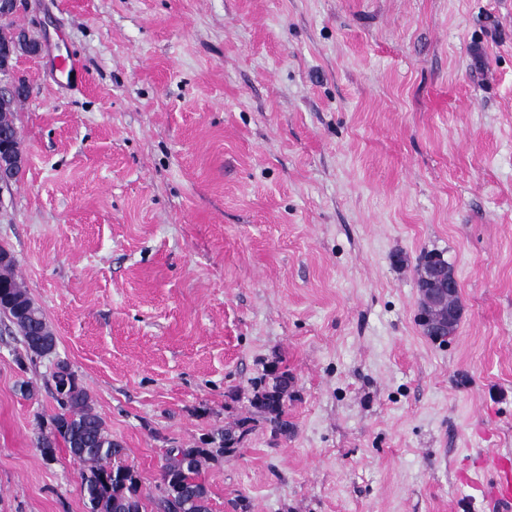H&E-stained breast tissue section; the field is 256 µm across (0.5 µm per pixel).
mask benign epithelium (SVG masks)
Here are the masks:
<instances>
[{"mask_svg": "<svg viewBox=\"0 0 512 512\" xmlns=\"http://www.w3.org/2000/svg\"><path fill=\"white\" fill-rule=\"evenodd\" d=\"M16 50L36 56L40 54L42 46L26 32H20L15 46L9 45L0 50L1 76L8 75L9 61ZM17 165L14 156L9 160L0 158V189L16 182L19 177ZM418 288L421 295L419 319L427 322V335L436 338L453 335L462 315L461 306L451 305L460 293V283L453 270L436 259L432 260L425 268Z\"/></svg>", "mask_w": 512, "mask_h": 512, "instance_id": "7a95c632", "label": "benign epithelium"}]
</instances>
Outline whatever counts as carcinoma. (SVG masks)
I'll use <instances>...</instances> for the list:
<instances>
[{"label":"carcinoma","mask_w":512,"mask_h":512,"mask_svg":"<svg viewBox=\"0 0 512 512\" xmlns=\"http://www.w3.org/2000/svg\"><path fill=\"white\" fill-rule=\"evenodd\" d=\"M15 103L8 99L0 105V131L15 126ZM14 267L10 251L0 247V293L6 299L0 313L15 326L27 351L47 354L53 349L55 337L41 308L15 278ZM283 380L282 376L276 378L272 389L255 395L254 404L273 414L277 431L286 435L289 424L283 419ZM52 382L59 412L52 417V430L37 438L43 459H55L57 439H62L72 458L82 465L81 490L90 512H147L138 495L137 478L123 464L126 448L107 432L88 394L78 384L75 371L59 365L52 373ZM222 453V445L170 449L161 474L157 502L161 512H210L208 491L198 476L204 461Z\"/></svg>","instance_id":"1"}]
</instances>
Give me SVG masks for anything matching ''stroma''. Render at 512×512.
<instances>
[{
    "mask_svg": "<svg viewBox=\"0 0 512 512\" xmlns=\"http://www.w3.org/2000/svg\"><path fill=\"white\" fill-rule=\"evenodd\" d=\"M24 167L0 246L53 355L0 315V512H88L36 446L70 363L138 481L236 444L211 512H499L512 455V0H25ZM85 74L54 79L58 55ZM461 285L453 336L418 269ZM287 373L293 428L251 400ZM426 265L424 263L422 267ZM418 288L421 295L419 319L426 320L427 335L436 338L452 336L462 315L461 305H451L460 293V283L453 270L432 260L425 268L422 280H418ZM493 481L488 483L492 488L493 498L503 508L512 507V466L511 461L501 459L498 461Z\"/></svg>",
    "mask_w": 512,
    "mask_h": 512,
    "instance_id": "1",
    "label": "stroma"
}]
</instances>
